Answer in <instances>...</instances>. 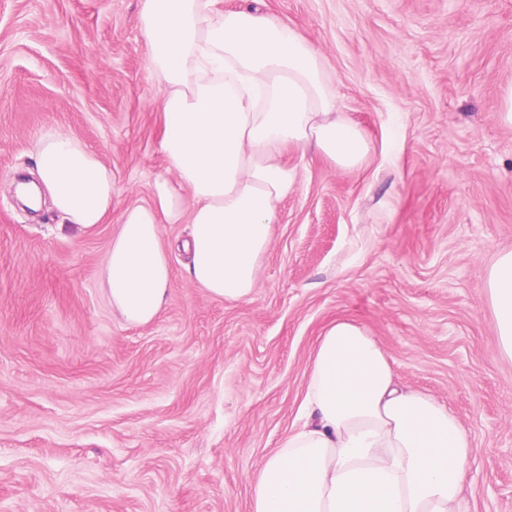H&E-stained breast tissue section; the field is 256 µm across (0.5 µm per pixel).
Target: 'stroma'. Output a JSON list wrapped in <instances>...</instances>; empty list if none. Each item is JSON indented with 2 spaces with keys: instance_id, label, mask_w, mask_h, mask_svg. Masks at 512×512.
<instances>
[{
  "instance_id": "stroma-1",
  "label": "stroma",
  "mask_w": 512,
  "mask_h": 512,
  "mask_svg": "<svg viewBox=\"0 0 512 512\" xmlns=\"http://www.w3.org/2000/svg\"><path fill=\"white\" fill-rule=\"evenodd\" d=\"M259 8L319 51L372 153L358 172L299 161L250 300L195 285L189 225H162L169 298L130 326L101 275L164 168L140 0H0V512H251L339 318L468 430L475 512H512V359L484 288L512 248V0ZM54 129L111 169L105 223L18 198Z\"/></svg>"
}]
</instances>
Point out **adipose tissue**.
<instances>
[{
  "label": "adipose tissue",
  "mask_w": 512,
  "mask_h": 512,
  "mask_svg": "<svg viewBox=\"0 0 512 512\" xmlns=\"http://www.w3.org/2000/svg\"><path fill=\"white\" fill-rule=\"evenodd\" d=\"M220 0H141L148 72L165 96L167 171L152 199L127 207L103 269L106 296L131 325L168 301L171 272L159 228L191 225L190 278L211 296L251 299L281 204L297 183L294 156L363 169L372 145L338 106L318 50L300 30ZM47 200L88 229L112 211V172L75 137L52 131L33 154ZM176 181H169L168 172ZM484 288L499 349L512 358V250ZM303 423L264 461L252 512H473L464 493L472 443L431 395L400 385L366 328L339 319L320 336Z\"/></svg>",
  "instance_id": "adipose-tissue-1"
}]
</instances>
